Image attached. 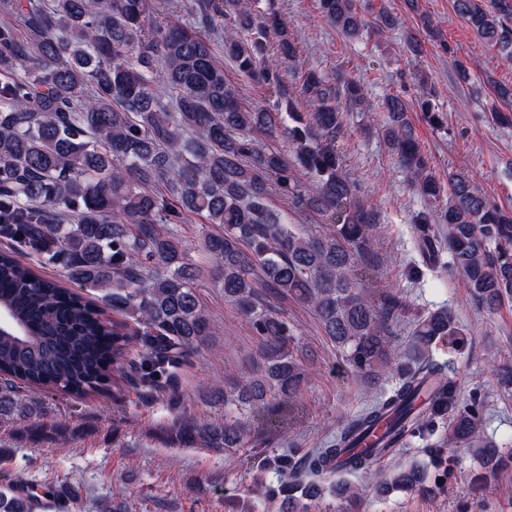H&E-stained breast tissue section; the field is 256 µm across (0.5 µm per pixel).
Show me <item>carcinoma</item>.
I'll return each instance as SVG.
<instances>
[{
  "label": "carcinoma",
  "instance_id": "carcinoma-1",
  "mask_svg": "<svg viewBox=\"0 0 512 512\" xmlns=\"http://www.w3.org/2000/svg\"><path fill=\"white\" fill-rule=\"evenodd\" d=\"M318 2L344 36L363 33L360 0ZM181 8L194 26L157 19L153 0H0V13L11 17L0 24V237L62 259L67 279L103 291L112 310L137 324L125 331L92 301L1 250L0 310L14 329L0 332V415H46L35 398L46 390L88 398L126 383L151 391L172 376L211 329L196 286L200 270L172 229L197 215L220 226L204 236L202 252L216 264L224 297L260 336L264 373L205 384L224 402V417L177 418L159 428L160 439L231 451L252 441L253 412L294 405L307 380L288 322L263 292L310 306L346 362L365 372L388 367L389 321L401 301L376 300L352 273L355 257L369 249L374 218L343 174L336 140L342 106L363 97L359 81L335 82L299 63L298 42L275 12L257 20L241 0H182ZM454 8L479 44L512 61V0H454ZM207 32L222 39L224 58L243 77L271 93L272 105L242 108ZM272 32L279 54L296 63L291 85L268 64ZM300 98L312 105L310 120L287 127L282 113ZM384 105V138L411 183L436 202L448 193L422 252L444 244L479 304L512 303V215L463 171L448 172L443 190L419 152L405 102L390 96ZM263 136L282 138L288 151L261 146ZM297 164L310 183L297 180ZM275 194L299 212L318 210L334 230L292 229L271 203ZM456 335L445 311L419 317L412 365L401 369L392 394L338 430L330 447L299 463L280 459L288 479L257 492L286 496L308 512L342 473L362 475L378 495L419 488L425 466L387 474L377 457L444 415L448 446L498 465L502 453L485 439L476 411L460 406L455 384L425 357ZM17 380L32 397L16 393ZM62 500L52 484L0 479V512H49Z\"/></svg>",
  "mask_w": 512,
  "mask_h": 512
}]
</instances>
